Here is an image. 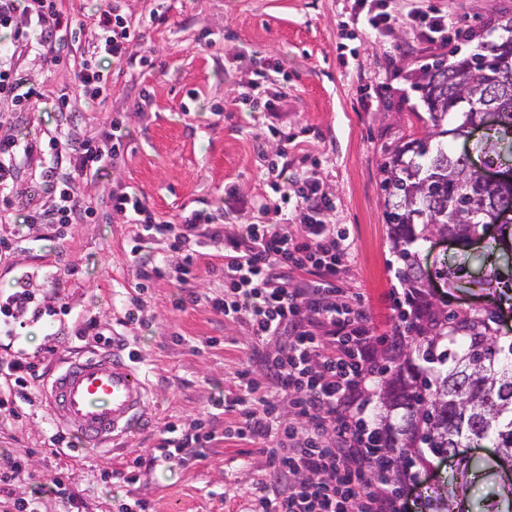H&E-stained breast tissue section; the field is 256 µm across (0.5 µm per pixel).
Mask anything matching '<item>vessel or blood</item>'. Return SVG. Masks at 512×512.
<instances>
[{"label":"vessel or blood","mask_w":512,"mask_h":512,"mask_svg":"<svg viewBox=\"0 0 512 512\" xmlns=\"http://www.w3.org/2000/svg\"><path fill=\"white\" fill-rule=\"evenodd\" d=\"M43 401L50 428L90 450L127 438L153 413L139 361L118 336L111 351L67 359Z\"/></svg>","instance_id":"b4317fda"}]
</instances>
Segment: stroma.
I'll return each mask as SVG.
<instances>
[{"mask_svg": "<svg viewBox=\"0 0 512 512\" xmlns=\"http://www.w3.org/2000/svg\"><path fill=\"white\" fill-rule=\"evenodd\" d=\"M446 11L454 25L447 41L419 40L404 26L375 37L364 28L357 0H120L140 38L132 48L152 64H122L102 104L73 94L75 74L96 42L89 0H65L63 8L80 39L53 65L39 53L16 49L12 67L41 94L37 109L22 112L0 96V137L43 141L58 135L53 106L72 94L73 120L92 136L115 115L129 131L121 165L81 191L99 201L120 188L142 196L163 221H178L193 210L219 211L227 189L247 198L268 196L260 174L254 113L237 98L239 85L265 74L270 88L286 92L279 126L281 140L268 152L287 155L294 176L315 173L336 204L326 220L346 226L354 245L353 263L339 278L344 294H359L378 335H392L400 311L392 296L404 293L391 227L384 217L380 162L384 147L407 135L422 136L414 111L424 105L411 87L421 66L447 56L472 54L500 20L512 17V0H428ZM157 21H149L151 11ZM133 225L111 214L70 227L60 243L29 251V239L43 229L31 225L26 241L0 254V289L21 273L32 276L46 303L65 298L66 313L51 316V331L33 326L25 340L33 361L53 368L68 354L84 350L76 327L84 318L115 319L118 335L141 357V368L158 401L157 416L133 436L125 450L54 453L41 406L0 425V452L35 449L32 479L16 486L28 495L50 486L57 473L88 505V512H115L118 497H144L154 512H248L264 458L258 446L238 437L239 410L218 413L215 440L184 466L142 468L136 483L125 477L135 458H150L165 424L182 423L212 410L215 399L240 395L237 372L247 360L248 326L224 319L206 304L179 311L182 290L170 278L153 280L137 293L130 254ZM497 226L470 241L435 237L420 245L422 265L435 309L471 313L496 311L501 345L512 343V259L492 254ZM489 262L502 277L498 288L469 286ZM142 296L152 322L118 323L132 296ZM54 341H47V333ZM111 472L103 482L102 472Z\"/></svg>", "mask_w": 512, "mask_h": 512, "instance_id": "stroma-1", "label": "stroma"}]
</instances>
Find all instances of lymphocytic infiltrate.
Instances as JSON below:
<instances>
[{
    "instance_id": "f902f5d3",
    "label": "lymphocytic infiltrate",
    "mask_w": 512,
    "mask_h": 512,
    "mask_svg": "<svg viewBox=\"0 0 512 512\" xmlns=\"http://www.w3.org/2000/svg\"><path fill=\"white\" fill-rule=\"evenodd\" d=\"M97 41L76 74L80 95L90 102L108 97L110 68L131 61L130 47L139 37L136 25L119 6H97ZM378 37L394 23L418 28L422 38L445 39L448 18L413 8L403 16L387 11L378 0L364 15ZM11 32L13 45L36 51L53 63L64 60L74 30L61 0H0V29ZM284 92L272 91L264 80L252 81L238 94L249 111L265 117L266 136L281 137L277 126ZM128 135L121 118H112L96 136L61 131L48 142L0 139V213H13L17 228L42 225L46 241L63 239L71 225L95 220L101 208L134 224L130 250L137 277L149 282L164 277L165 261L146 254L147 244L171 242L181 261L176 280L196 276L197 245L210 240L224 247V286L218 292H188L176 309L204 303L217 314L250 327L248 366L237 377L244 391L238 398L242 421L238 436L258 443L265 457L266 490L254 499L253 512H406L398 493L377 477V455L370 414L375 385L386 372L376 350L378 338L356 299H337L334 280L352 258L346 233L324 219L332 207L315 175L290 190L287 163L271 160L261 170L274 199H247L228 190L223 212L195 210L172 224L158 220L136 192L117 190L106 203L82 198L78 185L98 179L119 164ZM40 153L46 160L39 190L48 206L13 212L12 197L22 157ZM275 211V224H241L225 233V215L243 208ZM303 214L301 233L288 224L289 210ZM307 279H298V272ZM32 289L0 290V335L25 328L23 315L38 310ZM0 423L18 418L38 395L43 375L36 362L0 357ZM211 418L168 423L160 434L157 462L172 468L197 458L215 434ZM34 452L18 448L0 466V512H42L39 497L20 496L14 484L26 473Z\"/></svg>"
}]
</instances>
